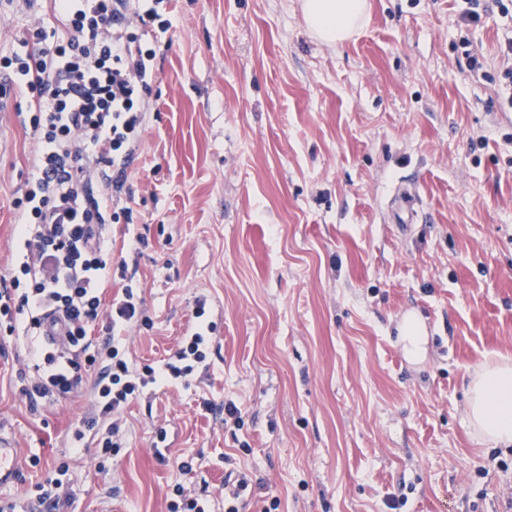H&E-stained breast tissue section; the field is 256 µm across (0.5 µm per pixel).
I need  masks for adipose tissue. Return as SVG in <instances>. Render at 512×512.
<instances>
[{
  "mask_svg": "<svg viewBox=\"0 0 512 512\" xmlns=\"http://www.w3.org/2000/svg\"><path fill=\"white\" fill-rule=\"evenodd\" d=\"M302 9L314 36L333 46L363 25L367 0H303ZM467 418L487 440L512 442V364L488 360L477 367L469 385Z\"/></svg>",
  "mask_w": 512,
  "mask_h": 512,
  "instance_id": "adipose-tissue-1",
  "label": "adipose tissue"
}]
</instances>
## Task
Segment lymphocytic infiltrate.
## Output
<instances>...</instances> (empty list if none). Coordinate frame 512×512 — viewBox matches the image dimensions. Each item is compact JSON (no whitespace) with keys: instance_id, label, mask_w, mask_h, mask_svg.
<instances>
[{"instance_id":"1","label":"lymphocytic infiltrate","mask_w":512,"mask_h":512,"mask_svg":"<svg viewBox=\"0 0 512 512\" xmlns=\"http://www.w3.org/2000/svg\"><path fill=\"white\" fill-rule=\"evenodd\" d=\"M25 33L0 51V76L28 102L37 144L30 176L10 207L21 226L23 260L0 289V316L26 337L39 366L22 390L30 406L55 403L81 390L83 365L93 382L98 416L81 419L76 438L135 397V374L123 354L122 331L142 316L132 287L104 303L112 241L106 226L120 184L145 132L146 97L155 53L134 28L169 29L147 0H20ZM66 325L59 351L40 341L42 321ZM105 322L103 351H92L91 327Z\"/></svg>"}]
</instances>
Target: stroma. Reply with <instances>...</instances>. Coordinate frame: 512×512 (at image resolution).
<instances>
[{
    "instance_id": "stroma-1",
    "label": "stroma",
    "mask_w": 512,
    "mask_h": 512,
    "mask_svg": "<svg viewBox=\"0 0 512 512\" xmlns=\"http://www.w3.org/2000/svg\"><path fill=\"white\" fill-rule=\"evenodd\" d=\"M301 2L159 4L173 26L150 41L151 109L117 190L132 220L108 226L126 276L103 296L128 284L143 301L124 346L138 372L179 348L198 299L219 302L210 365L140 391L77 456L91 389L30 411L26 340L0 323V429L18 448L0 502L49 512L34 490L64 462L65 512H169L178 484L224 512L232 472L251 480L239 512H512V444L465 411L475 368L512 361V87L487 79L512 20L495 0L476 25L464 0H368L329 47ZM26 109L0 97V281L21 260L9 201L36 148ZM401 181L418 195L405 234ZM407 309L428 335L417 363L397 341ZM107 435L119 447L98 455Z\"/></svg>"
}]
</instances>
